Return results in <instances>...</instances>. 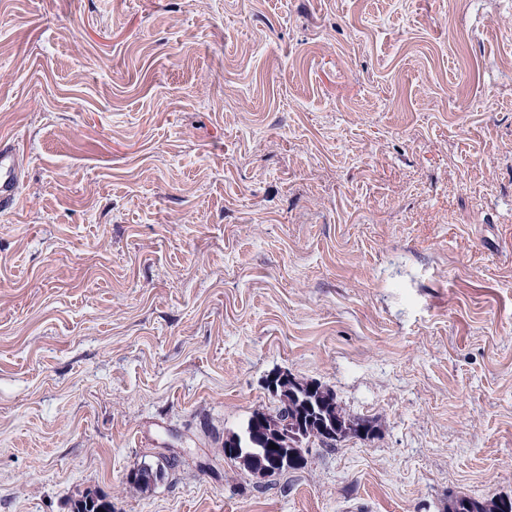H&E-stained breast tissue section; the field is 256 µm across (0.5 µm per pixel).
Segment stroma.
<instances>
[{
	"label": "stroma",
	"mask_w": 512,
	"mask_h": 512,
	"mask_svg": "<svg viewBox=\"0 0 512 512\" xmlns=\"http://www.w3.org/2000/svg\"><path fill=\"white\" fill-rule=\"evenodd\" d=\"M2 138L0 512L512 495V0H0ZM276 370L376 437L225 459ZM23 156L11 142L0 141V211L13 209L20 200ZM112 512V502L96 492H85L74 501L73 512Z\"/></svg>",
	"instance_id": "35a3bbf8"
}]
</instances>
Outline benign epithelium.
Masks as SVG:
<instances>
[{"label":"benign epithelium","mask_w":512,"mask_h":512,"mask_svg":"<svg viewBox=\"0 0 512 512\" xmlns=\"http://www.w3.org/2000/svg\"><path fill=\"white\" fill-rule=\"evenodd\" d=\"M306 413L294 420H278L270 429L261 427L254 422L227 442L224 448V458L241 461L253 456L252 448L256 446L269 447L273 443L279 446V455L272 462L259 470L260 475H265L273 470L288 466V449L291 445L295 448H308L315 440L309 435L310 425L320 433V438L326 441L341 439L339 421L332 412V408L321 402H315L310 397H304Z\"/></svg>","instance_id":"1"}]
</instances>
